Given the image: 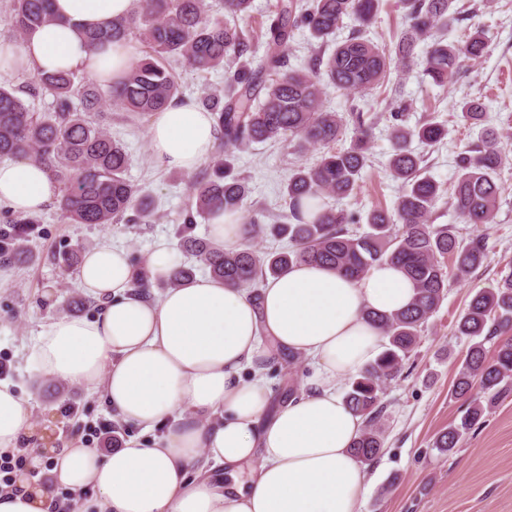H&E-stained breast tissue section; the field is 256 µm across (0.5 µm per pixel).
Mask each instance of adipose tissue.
Masks as SVG:
<instances>
[{
	"instance_id": "1",
	"label": "adipose tissue",
	"mask_w": 512,
	"mask_h": 512,
	"mask_svg": "<svg viewBox=\"0 0 512 512\" xmlns=\"http://www.w3.org/2000/svg\"><path fill=\"white\" fill-rule=\"evenodd\" d=\"M133 0H53L56 21L31 30L18 52L34 72L79 70L114 83L129 67L123 44L91 46L83 32L127 16ZM210 113L176 101L149 128L157 165L186 173L210 155ZM59 192L41 165L0 161V206L41 210ZM82 288L105 305L95 318L64 317L43 327L31 353L41 376L100 391L138 437L103 453L33 443L30 399L0 382V451L27 449L32 466L53 462L42 486L27 473L0 493V512H55L57 488L94 487L97 512H360L365 472L351 447L363 421L336 391L383 350L369 313L407 307L413 285L393 265L358 280L298 263L267 279L258 295L195 277L159 297L133 285L127 251L105 241L84 253ZM308 359L307 392L272 407L262 362L270 348ZM250 379H243V371ZM252 465L249 482L238 470ZM223 466V477L210 470Z\"/></svg>"
}]
</instances>
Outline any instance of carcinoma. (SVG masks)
Here are the masks:
<instances>
[{
    "mask_svg": "<svg viewBox=\"0 0 512 512\" xmlns=\"http://www.w3.org/2000/svg\"><path fill=\"white\" fill-rule=\"evenodd\" d=\"M406 26L397 35L395 54L369 39L379 0H276L265 30V53L252 66L251 38L239 26L210 17L206 0H133L129 16L99 31L86 33L92 46L136 40L143 56L123 79L112 84V102L126 112L144 115L165 110L179 99V88L166 67L167 59H183L197 71L224 70V95H207L202 106L215 115L219 148L224 158L251 143L286 141L301 154L310 146L328 151L312 164H299L284 187L288 212L278 216L272 231L288 238L286 251L258 254L249 247L220 248L190 236L195 215L239 211L250 193L246 178L235 174L219 158L212 172L194 180L192 206L178 229L184 244L210 276L235 286L252 287L260 278L275 277L295 263L328 265L359 280L375 265L401 267L415 287L410 306L394 315L368 314L377 322L388 345L381 356L353 380L346 404L364 419L353 444L364 463L374 461L384 448L381 384L402 375L404 361L417 344L421 327L439 308L450 274L464 277L486 261L482 236L461 237L456 225H434L430 215L442 197L441 186L423 175V156L411 149L412 138L427 147L440 143L444 126L427 120L413 130L392 128L393 150L388 160L391 177L401 184L393 210L368 213L369 230L352 231L353 217L344 209L326 205L321 197L342 200L358 185L368 162L372 128L361 114H352L356 135L349 147L330 145L344 132L343 118L323 107L328 86L361 94L400 95V83L391 79L398 67L423 66L424 76L446 87L460 73L465 60L477 61L488 51L483 31L462 41L448 40L459 22L455 0H400ZM253 0H224V14L244 17ZM353 16L360 28L336 39L344 17ZM53 20L50 0H11L10 24L21 39L35 27ZM320 46L334 44L314 66L290 68V39L300 27ZM426 43L416 55L418 43ZM49 95L52 106L35 112L23 96ZM105 107L99 88L81 82L74 71L33 73L20 88L0 85V159L27 157L43 165L60 185V208L72 224H110L134 210L139 220L151 217L150 203L126 178L128 156L112 140L102 123L91 119ZM460 118L475 125L485 121L481 98L459 103ZM502 164L499 134L489 128L477 150L463 154L451 199L463 223L480 228L494 221ZM21 235H0V258L18 262L25 256ZM452 259L454 271L447 270ZM194 269L175 267L167 283L177 287L193 278ZM512 324V271L495 285L479 290L456 323V334L471 345L453 386L454 398L466 404L459 423L439 434L434 447L451 454L463 433L489 414L512 379V338L499 342L489 356L485 343Z\"/></svg>",
    "mask_w": 512,
    "mask_h": 512,
    "instance_id": "obj_1",
    "label": "carcinoma"
}]
</instances>
